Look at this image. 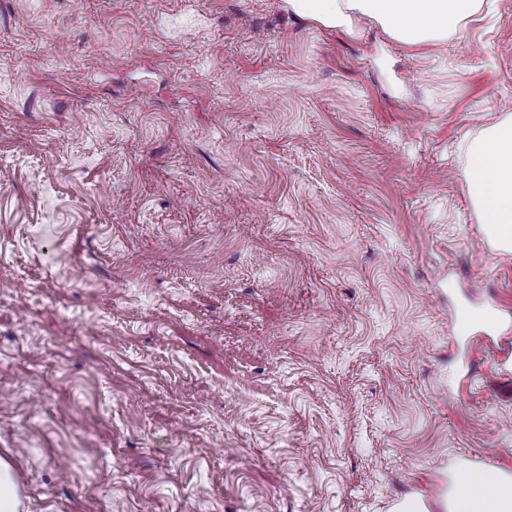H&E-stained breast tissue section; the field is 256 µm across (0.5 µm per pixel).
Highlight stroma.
I'll return each mask as SVG.
<instances>
[{"label": "stroma", "instance_id": "35a3bbf8", "mask_svg": "<svg viewBox=\"0 0 512 512\" xmlns=\"http://www.w3.org/2000/svg\"><path fill=\"white\" fill-rule=\"evenodd\" d=\"M512 0L434 47L284 0H0V457L23 512H387L494 455L512 312L466 144ZM466 336H460L465 343L483 341L493 337L511 334L508 320L501 308L493 303L473 305L460 303L455 313Z\"/></svg>", "mask_w": 512, "mask_h": 512}]
</instances>
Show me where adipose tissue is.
Instances as JSON below:
<instances>
[{
  "label": "adipose tissue",
  "mask_w": 512,
  "mask_h": 512,
  "mask_svg": "<svg viewBox=\"0 0 512 512\" xmlns=\"http://www.w3.org/2000/svg\"><path fill=\"white\" fill-rule=\"evenodd\" d=\"M291 13L327 27L348 28L365 17L409 46L447 42L482 7L483 0H287ZM464 180L476 223L512 243V113L484 129L468 146ZM451 512H491L507 487L486 473L469 472Z\"/></svg>",
  "instance_id": "1"
}]
</instances>
